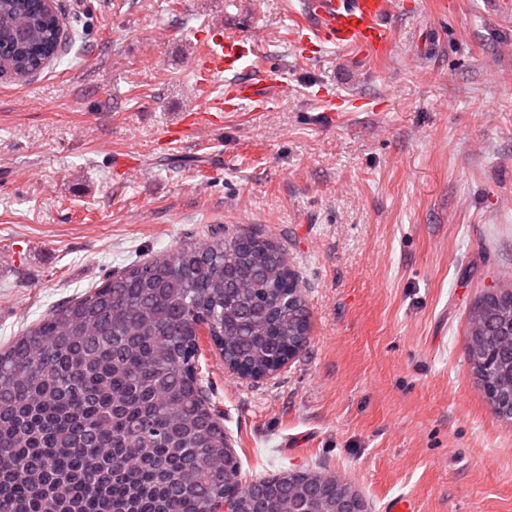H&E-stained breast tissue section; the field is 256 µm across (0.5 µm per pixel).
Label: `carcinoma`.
<instances>
[{"instance_id": "1", "label": "carcinoma", "mask_w": 512, "mask_h": 512, "mask_svg": "<svg viewBox=\"0 0 512 512\" xmlns=\"http://www.w3.org/2000/svg\"><path fill=\"white\" fill-rule=\"evenodd\" d=\"M47 0H0V71L26 80L62 58ZM225 360L270 369L310 332L283 250L229 237L112 274L0 351V512H207L241 487L239 512H333L307 471L242 485L213 409L200 402L201 331ZM468 361L491 405L512 390V289L469 315Z\"/></svg>"}]
</instances>
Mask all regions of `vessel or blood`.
<instances>
[{
    "mask_svg": "<svg viewBox=\"0 0 512 512\" xmlns=\"http://www.w3.org/2000/svg\"><path fill=\"white\" fill-rule=\"evenodd\" d=\"M302 8L314 20L312 32L317 46L332 44L354 57L380 58L392 45L394 30L389 19L394 13L393 0H303ZM256 51L257 44L251 37L220 27L194 67L207 76H218L237 68ZM287 90L286 72L269 67L260 82H237L225 88L223 100L201 103L196 113L202 118L211 112L256 110Z\"/></svg>",
    "mask_w": 512,
    "mask_h": 512,
    "instance_id": "1",
    "label": "vessel or blood"
}]
</instances>
